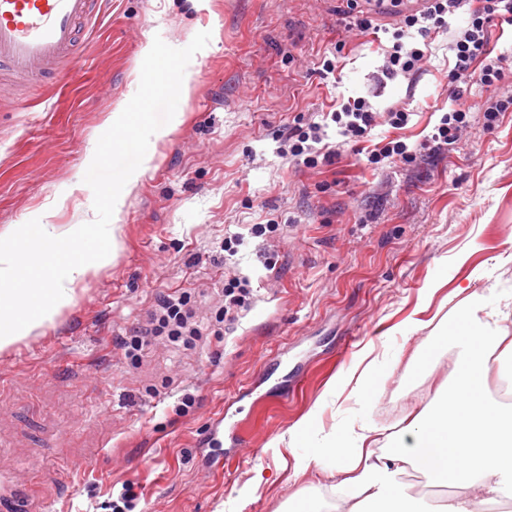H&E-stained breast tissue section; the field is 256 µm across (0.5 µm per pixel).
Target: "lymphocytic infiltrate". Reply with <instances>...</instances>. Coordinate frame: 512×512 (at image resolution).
Instances as JSON below:
<instances>
[{
	"label": "lymphocytic infiltrate",
	"instance_id": "obj_1",
	"mask_svg": "<svg viewBox=\"0 0 512 512\" xmlns=\"http://www.w3.org/2000/svg\"><path fill=\"white\" fill-rule=\"evenodd\" d=\"M463 7L468 10L469 20L466 27L452 35L455 63L448 73V82L455 88L456 103L450 112L442 115L420 146L412 148L400 138H385L378 147L368 151L369 165L379 167L389 160L412 163L418 155L447 151L468 123L469 110L462 97L465 87L471 83H478L491 92L484 110L487 127L496 125L500 113L512 110V98L502 99L496 94L507 68L506 58L501 54L492 55L489 48L490 27L497 22L512 25V0H427L423 14L402 16L392 34L393 44L387 52L384 74L393 79L420 71L425 53L419 46H405V38L425 37L432 31L447 28L449 15ZM330 118L347 142L359 144L367 141L371 131L380 124L403 128L409 121V114L396 108L382 114L374 111L365 99L358 98L343 103L339 110L331 112ZM324 138V127L320 123L291 127L284 136L286 153L293 161L307 167L331 162L335 152L325 145ZM223 292L224 308L206 326L195 319L190 293L158 296L148 326L121 339L125 358L139 362L145 348L159 336L165 337L171 346L184 349L196 347L208 336L216 343H223L225 322L234 320L250 303L253 296L251 280L245 275H229L224 279Z\"/></svg>",
	"mask_w": 512,
	"mask_h": 512
}]
</instances>
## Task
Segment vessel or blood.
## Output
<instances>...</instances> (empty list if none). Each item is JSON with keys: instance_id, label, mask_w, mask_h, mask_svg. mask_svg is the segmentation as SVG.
<instances>
[{"instance_id": "vessel-or-blood-1", "label": "vessel or blood", "mask_w": 512, "mask_h": 512, "mask_svg": "<svg viewBox=\"0 0 512 512\" xmlns=\"http://www.w3.org/2000/svg\"><path fill=\"white\" fill-rule=\"evenodd\" d=\"M96 0H0V74L67 72Z\"/></svg>"}]
</instances>
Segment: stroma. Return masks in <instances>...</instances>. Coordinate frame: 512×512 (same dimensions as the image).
<instances>
[{
  "mask_svg": "<svg viewBox=\"0 0 512 512\" xmlns=\"http://www.w3.org/2000/svg\"><path fill=\"white\" fill-rule=\"evenodd\" d=\"M362 15L374 32L348 31ZM399 19L382 0H100L73 79L38 75L22 95L0 86V231L45 213L60 229L116 223L122 238L52 325L0 353V483L22 490L30 512H112L125 487L136 512H292L325 483L314 464L294 473L296 457L316 455L314 438L285 442L314 404L325 433L365 418L400 432L448 378L451 341H439L431 376L414 354L455 288L487 303L512 294V112L487 128L480 85L449 151L409 166L367 165L333 125L332 165L279 150L276 135L299 116L359 97L411 114L404 129L378 126L375 141L432 132L452 107L450 35L468 14L432 33L422 70L390 80ZM326 59L335 71L323 79ZM126 108L179 121L116 156L121 169L153 154L116 214L111 179L86 157L111 144L112 115ZM271 220L276 235L249 236ZM233 232L244 236L237 265L224 260ZM238 270L258 287L223 346L183 351L159 337L138 363L125 358L120 337L147 324L158 293L190 292L205 323ZM366 350L379 398L340 410L330 392ZM186 391L197 401L181 414ZM223 416L239 446L216 468L204 457Z\"/></svg>",
  "mask_w": 512,
  "mask_h": 512,
  "instance_id": "1",
  "label": "stroma"
}]
</instances>
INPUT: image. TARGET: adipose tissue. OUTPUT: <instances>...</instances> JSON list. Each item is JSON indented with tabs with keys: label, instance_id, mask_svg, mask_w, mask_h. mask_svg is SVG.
I'll return each instance as SVG.
<instances>
[{
	"label": "adipose tissue",
	"instance_id": "ef3b65f1",
	"mask_svg": "<svg viewBox=\"0 0 512 512\" xmlns=\"http://www.w3.org/2000/svg\"><path fill=\"white\" fill-rule=\"evenodd\" d=\"M121 249L117 230L45 220L21 224L0 245V351L38 334L75 298L76 286ZM512 297L487 306L466 295L448 335L458 343L446 383L402 434L364 421L323 442L316 460L330 497L303 512H421L397 476L406 467L449 488L443 512H476L512 499V404L487 392L498 351L512 354Z\"/></svg>",
	"mask_w": 512,
	"mask_h": 512
}]
</instances>
